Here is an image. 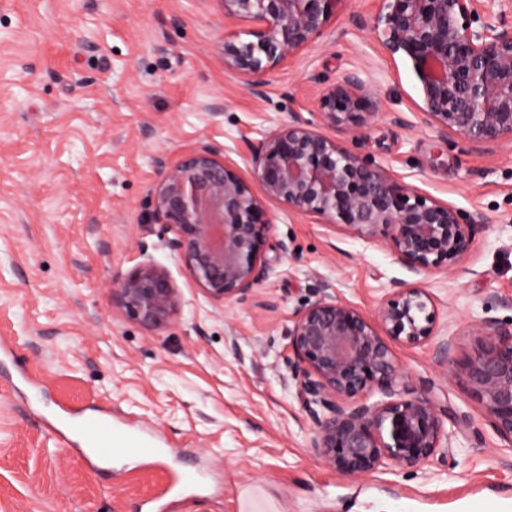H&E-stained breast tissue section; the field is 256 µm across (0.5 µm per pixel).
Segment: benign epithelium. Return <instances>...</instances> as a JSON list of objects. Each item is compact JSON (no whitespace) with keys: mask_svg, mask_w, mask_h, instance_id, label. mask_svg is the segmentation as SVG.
<instances>
[{"mask_svg":"<svg viewBox=\"0 0 512 512\" xmlns=\"http://www.w3.org/2000/svg\"><path fill=\"white\" fill-rule=\"evenodd\" d=\"M224 69L254 93L327 29L339 0H221ZM368 27L384 56L408 62L416 76V112L424 124L476 146L512 143V21L491 0H375ZM247 29L239 31L236 26ZM360 73H345L324 90L323 125L359 131L379 114ZM248 164L261 194L221 149L200 143L174 162L159 160L151 190L153 217L168 227L167 246L215 306L248 297L265 273L271 225L266 203L338 228L385 239L395 260L420 274L467 258L477 220L462 222L452 204L401 184L384 166L341 146L292 113L291 120L251 143ZM112 303L148 327L171 321L181 295L168 274L145 263L115 280ZM436 304L405 285L366 316L321 289L288 328V366L313 423L311 447L334 472L358 478L420 465L453 450L455 435L429 399L406 386L387 339L421 346L436 336ZM481 348L467 377L495 435L512 446V328L477 327ZM379 394L372 403L367 397Z\"/></svg>","mask_w":512,"mask_h":512,"instance_id":"benign-epithelium-1","label":"benign epithelium"}]
</instances>
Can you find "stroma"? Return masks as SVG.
I'll list each match as a JSON object with an SVG mask.
<instances>
[{
  "instance_id": "obj_1",
  "label": "stroma",
  "mask_w": 512,
  "mask_h": 512,
  "mask_svg": "<svg viewBox=\"0 0 512 512\" xmlns=\"http://www.w3.org/2000/svg\"><path fill=\"white\" fill-rule=\"evenodd\" d=\"M339 0L327 30L270 73L263 94L225 72L220 0H0V512H512V447L492 431L465 368L485 320L512 321V145L479 148L414 112L408 64L381 56ZM380 111L337 142L400 182L484 219L471 257L409 272L385 240L351 238L269 204L268 273L217 307L151 220L159 159L200 143L249 175L248 142L316 111L348 71ZM181 294L148 328L109 301L144 262ZM436 301L434 344L393 343L400 370L449 417L452 454L360 478L310 446L313 424L285 359L293 313L328 284L366 315L402 284ZM90 417L162 439L158 457L88 468L43 428ZM192 488L163 493L171 470Z\"/></svg>"
}]
</instances>
